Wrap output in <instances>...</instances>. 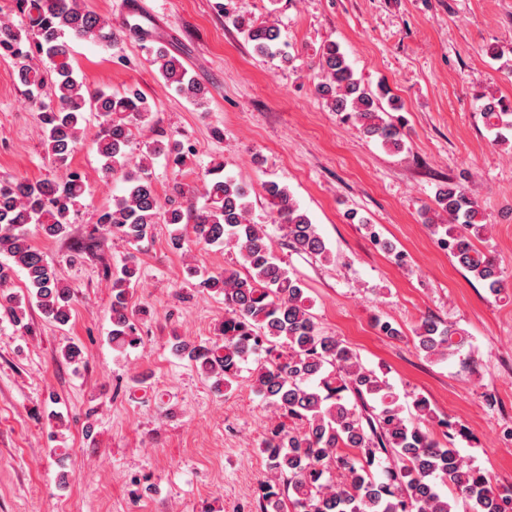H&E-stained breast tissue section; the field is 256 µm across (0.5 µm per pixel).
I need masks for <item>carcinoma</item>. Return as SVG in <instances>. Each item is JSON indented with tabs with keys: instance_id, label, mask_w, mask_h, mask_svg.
Here are the masks:
<instances>
[{
	"instance_id": "1",
	"label": "carcinoma",
	"mask_w": 512,
	"mask_h": 512,
	"mask_svg": "<svg viewBox=\"0 0 512 512\" xmlns=\"http://www.w3.org/2000/svg\"><path fill=\"white\" fill-rule=\"evenodd\" d=\"M29 17L22 30L0 20V56L19 61V82L41 112L45 145L63 162L79 145L84 114L104 118L96 145L106 173L130 166L125 148L133 136V122L152 111L137 91L114 94L90 91L76 75L67 37L115 46L112 24L79 0H15ZM254 51L264 57L285 58V41L275 24L251 25L245 30ZM46 57L55 74L49 103L40 100L46 79L28 64L33 55ZM154 63L166 84L178 96L202 108L209 90L189 76L181 58L167 51ZM320 73L314 88L334 112H345L356 129L399 151L401 128L386 119L388 112L355 78L340 46L330 41L320 55ZM480 111L486 127L503 137L512 129V105L500 98L484 100ZM153 155H165L175 166L183 162L181 144L158 143ZM123 194L100 212L95 231L128 244L144 240L157 224H190L194 242L237 249L243 270L226 267L203 275L186 269L198 287L224 295V321L218 338L192 344L180 341L176 351L188 358L222 395L238 382L242 365L254 358L251 387L276 416L261 453L270 477L261 482L258 512H512V488H500L480 469L466 462L453 442L442 446L423 428L434 418L424 397L405 412L393 387L338 338L322 331L311 312L302 282L290 274L277 255L266 226L249 219V190L221 166L205 172L201 187L176 185L180 194L201 192L199 210L164 207L148 175L146 159L127 171ZM282 245L310 257L329 258L325 240L288 188L276 181L262 184ZM86 190L75 173L63 179L0 180V286L15 270L26 278V295L0 297V306L13 321L23 322L22 305L36 304L59 325L71 319L73 291L58 277L45 254L29 240L27 225L37 224L45 237L64 234L71 207ZM429 224L445 226L440 244L488 291L505 290L501 270L490 254L471 238L485 228L480 223L474 194L457 183L440 187L434 206L427 209ZM140 277L136 262L127 260L113 273V348L141 344L129 316V295ZM417 347L425 356L445 357L462 350L467 338L452 324L431 318L416 329ZM452 489L443 494L440 485Z\"/></svg>"
}]
</instances>
